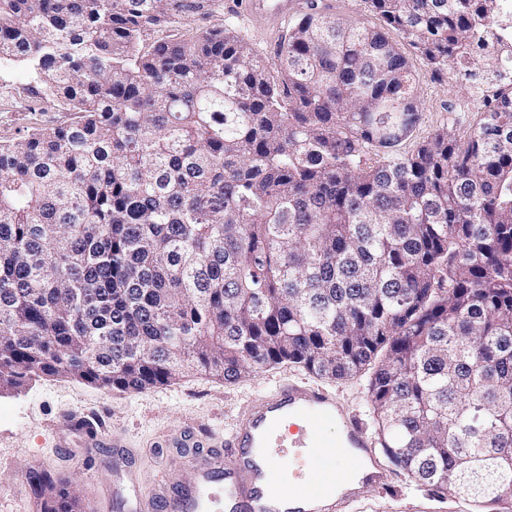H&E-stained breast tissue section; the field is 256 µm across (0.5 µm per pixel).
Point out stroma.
Here are the masks:
<instances>
[{
	"label": "stroma",
	"mask_w": 512,
	"mask_h": 512,
	"mask_svg": "<svg viewBox=\"0 0 512 512\" xmlns=\"http://www.w3.org/2000/svg\"><path fill=\"white\" fill-rule=\"evenodd\" d=\"M199 3V8L180 13L168 26L145 32V42L225 28L265 60H275L287 24L266 31L230 14L226 0ZM401 51L418 76L423 103L420 124L402 143V150H414L449 125L457 136H465L476 112L464 102L480 92L486 72L437 79L413 48L405 45ZM36 85L24 65L13 61L0 65V114L12 115L11 124L0 129V141L19 137L34 126L50 127L65 120L56 101L39 94ZM294 379L332 390L350 412L367 418L366 377L325 379L288 363L261 369L255 376L231 384L205 374H190L167 386L122 393L60 376L40 379L22 390L2 391L0 512H40L31 476L43 470L70 479L85 512H97L102 491L119 469L136 472L141 498H155L163 471L174 472L180 483L192 478L190 459L196 456V449L168 447L170 436L186 433L197 441L222 442L235 416L250 400L277 382ZM108 433L119 437L120 447L105 442ZM438 508V502L410 485L398 470L389 487L365 489L358 506L347 507L345 512H437Z\"/></svg>",
	"instance_id": "35a3bbf8"
}]
</instances>
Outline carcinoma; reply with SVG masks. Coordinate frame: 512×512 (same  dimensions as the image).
I'll list each match as a JSON object with an SVG mask.
<instances>
[{
  "instance_id": "carcinoma-1",
  "label": "carcinoma",
  "mask_w": 512,
  "mask_h": 512,
  "mask_svg": "<svg viewBox=\"0 0 512 512\" xmlns=\"http://www.w3.org/2000/svg\"><path fill=\"white\" fill-rule=\"evenodd\" d=\"M301 16L274 61L224 29L142 33L186 0H0V59L70 117L0 141V388L118 392L294 364L334 380L385 350L366 407L432 498L512 512V83L400 150L418 79L512 70L472 46L504 0H368ZM42 512H81L33 477ZM334 4L331 12L343 15L347 19L368 25L381 24L380 18L370 12L365 0H330Z\"/></svg>"
}]
</instances>
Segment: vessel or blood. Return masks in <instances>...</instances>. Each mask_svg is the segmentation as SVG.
Wrapping results in <instances>:
<instances>
[{"instance_id":"obj_1","label":"vessel or blood","mask_w":512,"mask_h":512,"mask_svg":"<svg viewBox=\"0 0 512 512\" xmlns=\"http://www.w3.org/2000/svg\"><path fill=\"white\" fill-rule=\"evenodd\" d=\"M312 0H245L248 17L284 21L313 9ZM340 431L325 434L329 424ZM325 449L318 474L304 461ZM363 466L359 486L346 483L340 467L346 453ZM194 478L177 498L159 495L168 512H341L360 488L384 487L390 476L379 462L365 423L346 412L330 392L299 382L277 385L237 416L223 447L193 461ZM137 476L126 472L106 487L98 512H148L136 492Z\"/></svg>"}]
</instances>
